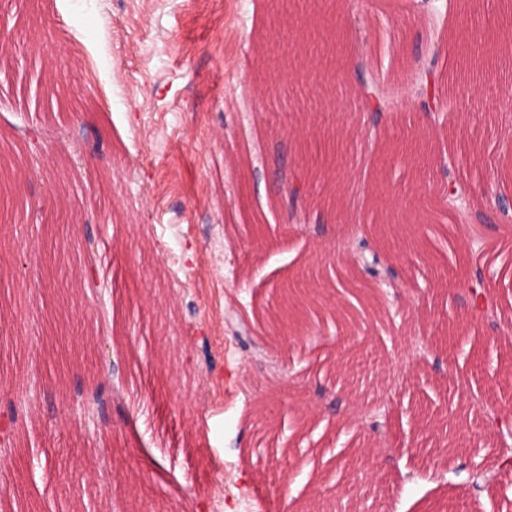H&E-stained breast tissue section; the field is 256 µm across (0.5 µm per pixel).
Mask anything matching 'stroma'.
<instances>
[{
	"instance_id": "obj_1",
	"label": "stroma",
	"mask_w": 512,
	"mask_h": 512,
	"mask_svg": "<svg viewBox=\"0 0 512 512\" xmlns=\"http://www.w3.org/2000/svg\"><path fill=\"white\" fill-rule=\"evenodd\" d=\"M303 9L326 17L323 61L306 59L308 30L270 0H0L15 34L0 47V163L19 174L6 196L56 194L59 218L36 224L21 209L0 223V422L6 403L24 405L0 512H311L319 493L335 512L355 497L369 512H512V471L496 464L481 408L512 403V350L496 343L512 336V223L472 246L425 161L455 155L474 199L499 183L512 167V64L460 76L449 45L464 37L461 0ZM358 54L383 87L374 134L353 119ZM418 57L438 60L447 126L398 78ZM317 125L356 130L340 146L345 190L321 223L289 224L268 174L283 160L319 206ZM36 128L39 157L26 151ZM349 207L373 225L398 288L366 286L376 311L352 333L328 314L317 334L268 339L272 293L343 240ZM75 239L94 244L97 293L81 286ZM475 261L493 324L462 321ZM427 337L440 346L425 355ZM107 379L122 413L94 430L69 420L73 396ZM374 405L395 411L387 435L363 427ZM422 414L455 416L456 452L420 432Z\"/></svg>"
}]
</instances>
